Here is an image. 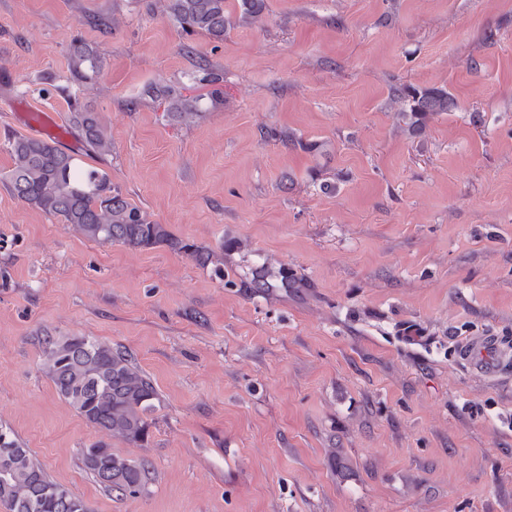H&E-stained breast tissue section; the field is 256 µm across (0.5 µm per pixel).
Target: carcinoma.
Wrapping results in <instances>:
<instances>
[{"label": "carcinoma", "mask_w": 512, "mask_h": 512, "mask_svg": "<svg viewBox=\"0 0 512 512\" xmlns=\"http://www.w3.org/2000/svg\"><path fill=\"white\" fill-rule=\"evenodd\" d=\"M166 11L188 32L224 37V0H166ZM71 60L77 82L87 79L85 71L99 68L97 52L83 43L73 44ZM155 94L168 101L171 120L187 124L198 116L193 105L171 89L158 88ZM68 125L89 151L112 153V135L98 113L77 105L68 114ZM9 144L12 167L0 174V181L19 200L63 220L82 237L131 249L166 245L203 265L224 263V254L176 238L165 225L151 222L112 184L108 171L80 166L74 155L43 138L16 136ZM40 357L58 394L108 437L82 449L85 469L109 492L138 493L150 480V466L113 452L112 441L148 440V413L157 399L150 378L127 352L89 336H49ZM0 448L12 449L7 456L0 453V502L10 512H89L83 499L48 477L11 429L0 428ZM105 468L112 469L110 484L102 479Z\"/></svg>", "instance_id": "cac0c4a2"}]
</instances>
